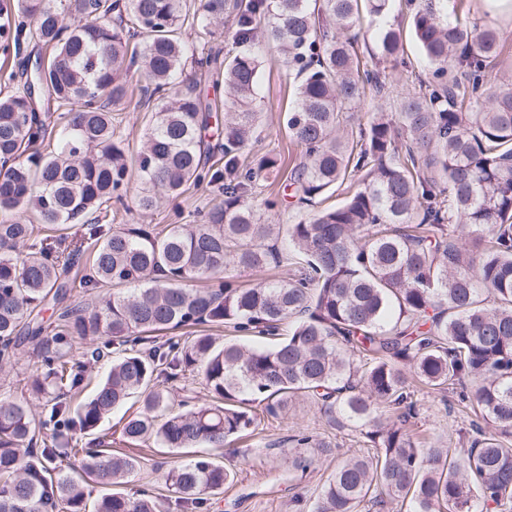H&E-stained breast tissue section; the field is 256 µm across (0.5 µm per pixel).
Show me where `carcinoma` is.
<instances>
[{"label": "carcinoma", "mask_w": 512, "mask_h": 512, "mask_svg": "<svg viewBox=\"0 0 512 512\" xmlns=\"http://www.w3.org/2000/svg\"><path fill=\"white\" fill-rule=\"evenodd\" d=\"M7 0L0 37L23 30L48 52L23 87L0 97V371L30 343L45 370L28 396L0 399V512H86L87 484H122L141 459L96 436L132 396L122 427L129 444L178 455L221 448L253 434L257 413L274 419L308 399L335 427L374 452L336 462L311 512H512V79L488 78L502 38L468 13L420 5L412 32L431 77L399 103L397 120L357 130L347 111L386 75L354 48L360 10L383 17L391 0ZM234 20L227 57L209 46L212 27ZM196 40L181 38L185 22ZM276 49L295 72L286 126L303 148L291 170L303 208L344 188L340 207L294 224H269L249 202L252 183L277 163L244 168L260 113L258 47ZM381 57L404 62L400 30H378ZM195 73L224 82V99L198 91ZM150 116L137 156L136 208L207 185L224 205L205 224L99 222L124 203L132 173L116 136L132 101ZM43 95L61 110L55 129L35 109ZM216 126L224 165L211 162ZM81 224L91 263L64 277L83 253L63 258L30 223ZM295 267L245 287L235 271ZM119 288L67 304L73 289ZM59 308L45 327L42 307ZM225 327L263 341L210 333ZM178 332L160 341L157 334ZM120 346L94 393L80 398L97 349L69 353L74 339ZM202 376L208 401L174 413L168 383ZM459 396L471 412L464 448L414 439L408 374ZM384 407L388 417L381 418ZM90 448H78L84 437ZM79 465L55 463L72 453ZM235 473L209 459L173 464L165 482L188 509L206 506ZM95 512H161L143 492L107 493Z\"/></svg>", "instance_id": "carcinoma-1"}]
</instances>
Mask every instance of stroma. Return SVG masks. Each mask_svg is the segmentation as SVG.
<instances>
[{"label": "stroma", "mask_w": 512, "mask_h": 512, "mask_svg": "<svg viewBox=\"0 0 512 512\" xmlns=\"http://www.w3.org/2000/svg\"><path fill=\"white\" fill-rule=\"evenodd\" d=\"M462 1H465L472 21L478 26H489L499 31L509 52L494 73L512 76V14L491 13L483 0ZM410 15L409 0H392L387 21L408 37L405 62L396 67L379 60L375 39L379 23L373 16L363 15L358 28V50L369 66L388 74L389 84L386 95L366 99L352 112V122L365 120L370 112L394 113L401 98L417 88L419 80L425 78V62L418 47L409 38ZM262 57L263 76L256 100V109L261 114L260 135L249 148V159L255 162L270 156L277 158L278 166L257 181L252 190V203L260 209L266 200H278L275 223L292 224L299 220L300 213L291 206L283 182L291 167L298 163L302 149L289 139L283 119L293 103L294 79L275 53L267 50ZM218 196L217 189L213 187L193 188L178 201L161 200L154 210L146 214L134 208L128 210L118 205L112 206L102 221L115 225L155 224L161 227L178 220L185 224H196L200 221L201 213L209 211ZM414 399L419 407V415L413 425L417 439L452 448L462 447L469 419L457 396L433 393L418 386L414 389ZM136 408V403L131 401L114 410L99 426L98 436L110 440L113 448L123 447L122 426L126 416ZM299 430L325 440L329 446L328 451L318 452L317 466L305 471L289 468L288 449L283 445L289 435ZM362 448V442L351 432L330 427L314 405L300 402L283 418L259 417L258 427L247 442L223 450L200 446L194 448L193 453L211 457L235 473L232 484L211 496L206 512H309L337 460ZM126 450L128 454L143 457L144 465L126 483L118 485V492L131 495L147 489L162 502L164 512H181L174 493L168 490L163 479L168 455H158L144 447L131 446Z\"/></svg>", "instance_id": "obj_1"}]
</instances>
